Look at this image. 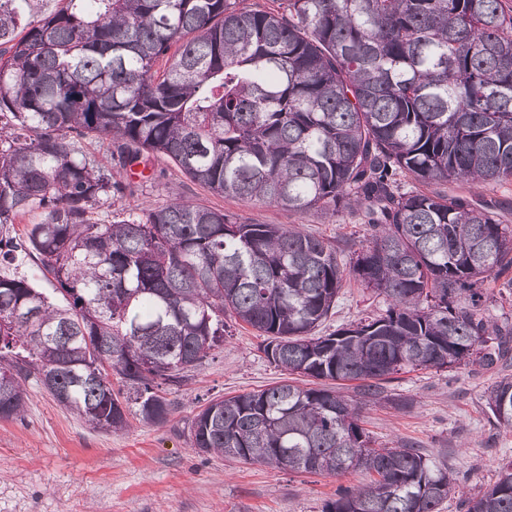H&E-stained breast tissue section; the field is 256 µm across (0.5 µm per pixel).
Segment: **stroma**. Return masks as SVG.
<instances>
[{
	"label": "stroma",
	"mask_w": 512,
	"mask_h": 512,
	"mask_svg": "<svg viewBox=\"0 0 512 512\" xmlns=\"http://www.w3.org/2000/svg\"><path fill=\"white\" fill-rule=\"evenodd\" d=\"M143 163L150 176L113 205L114 217L180 198L255 224H297L345 250L365 239V226L354 213L342 212L331 222L312 211L299 215L225 198L161 156ZM449 190L493 203L499 223L512 225V180L476 191L453 184ZM385 306L383 297L348 278L325 329L334 331ZM261 342L250 326L225 319L223 343L172 390L175 411L162 426L136 421L122 432L92 429L28 379L21 418L0 421V512H322L338 487L368 482L359 472L276 471L193 450L189 428L200 406L285 379L264 357ZM505 375L512 377V357L492 368L472 363L400 372L386 383L383 398L363 409L362 426L374 447L410 444L447 464L460 493L443 503L442 512H462V499L478 494L512 462V428L490 423L485 401L487 389Z\"/></svg>",
	"instance_id": "35a3bbf8"
}]
</instances>
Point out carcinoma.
<instances>
[{"label": "carcinoma", "mask_w": 512, "mask_h": 512, "mask_svg": "<svg viewBox=\"0 0 512 512\" xmlns=\"http://www.w3.org/2000/svg\"><path fill=\"white\" fill-rule=\"evenodd\" d=\"M0 0V420L37 382L94 429L170 421L166 391L224 339V316L264 337L283 381L209 401L194 449L308 474H372L324 512H440L457 492L417 448H375L363 406L406 369L504 360L512 227L457 194L512 178V16L502 0ZM167 68L155 66L172 46ZM106 145L113 164L88 158ZM165 157L210 192L370 234L344 259L296 225L250 224L174 199L112 221L129 171ZM36 221L24 235L14 224ZM387 309L325 336L346 274ZM35 313V319L27 315ZM120 387L112 388V376ZM362 381L348 399L329 381ZM512 428V379L487 391ZM465 512H512V463Z\"/></svg>", "instance_id": "obj_1"}]
</instances>
